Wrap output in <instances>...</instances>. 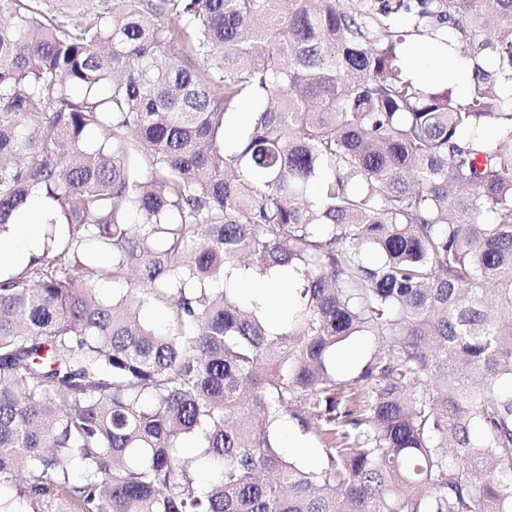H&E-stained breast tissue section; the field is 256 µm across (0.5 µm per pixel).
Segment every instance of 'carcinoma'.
Returning <instances> with one entry per match:
<instances>
[{
	"label": "carcinoma",
	"instance_id": "obj_1",
	"mask_svg": "<svg viewBox=\"0 0 512 512\" xmlns=\"http://www.w3.org/2000/svg\"><path fill=\"white\" fill-rule=\"evenodd\" d=\"M1 14L0 234L33 196L48 225L0 278V482L30 474L27 512H512V0ZM434 42L466 94L409 74ZM288 266L272 333L227 283ZM288 416L318 466L278 452ZM378 346V337L359 332L341 343L336 351V372L350 376L357 373L371 358Z\"/></svg>",
	"mask_w": 512,
	"mask_h": 512
}]
</instances>
